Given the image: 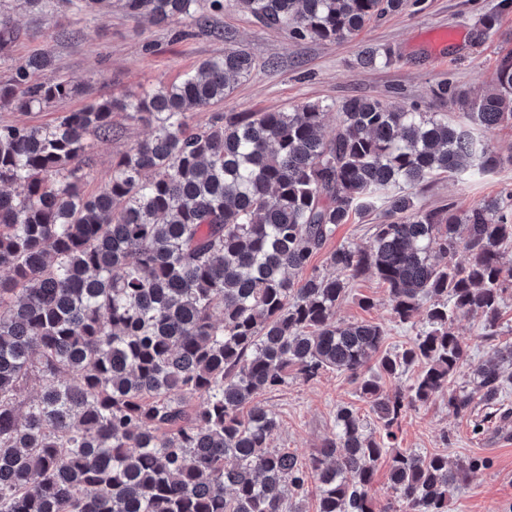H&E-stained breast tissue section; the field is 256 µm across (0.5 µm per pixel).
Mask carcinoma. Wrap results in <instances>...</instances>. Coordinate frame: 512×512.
Here are the masks:
<instances>
[{
  "label": "carcinoma",
  "instance_id": "obj_1",
  "mask_svg": "<svg viewBox=\"0 0 512 512\" xmlns=\"http://www.w3.org/2000/svg\"><path fill=\"white\" fill-rule=\"evenodd\" d=\"M235 8L296 40H336L404 0H234ZM128 15L156 25L196 16L200 0H125ZM394 53L367 50L372 67ZM44 52L10 67L0 107L31 111L72 95L42 82ZM253 59L226 48L182 80L128 101L68 112L50 126L0 125V512H302L314 481L317 512H375L376 465L391 454L387 512H448L469 471L448 458L389 452L408 411L448 394L459 418L474 395L454 388L466 350L460 315L495 336L504 294L503 247L512 245V193L458 213L423 209L409 189L442 174L494 169L503 159L469 127L430 112L352 97L328 126L329 106L295 112L191 110L224 101ZM439 100L466 106L470 124H512V55L494 86L470 98L446 82ZM124 112L152 126L112 163V177L81 190L95 139ZM386 204L366 248L329 256L328 276L306 277L311 259L352 216ZM375 274L394 319L413 342L385 352V330L341 324L351 280ZM422 361L405 390L383 375ZM349 374L384 430L366 433L351 405L336 434L303 461L270 448L279 429L261 396L327 370ZM39 392L17 400L31 378ZM480 401L512 384V345L478 372Z\"/></svg>",
  "mask_w": 512,
  "mask_h": 512
}]
</instances>
